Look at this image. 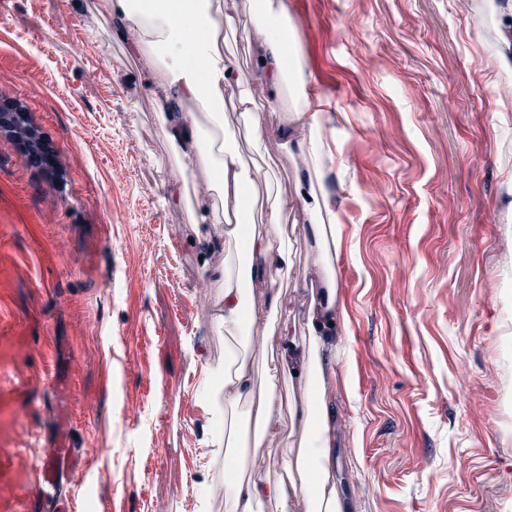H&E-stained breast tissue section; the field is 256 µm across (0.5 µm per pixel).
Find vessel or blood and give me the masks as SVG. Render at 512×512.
<instances>
[{
  "instance_id": "vessel-or-blood-1",
  "label": "vessel or blood",
  "mask_w": 512,
  "mask_h": 512,
  "mask_svg": "<svg viewBox=\"0 0 512 512\" xmlns=\"http://www.w3.org/2000/svg\"><path fill=\"white\" fill-rule=\"evenodd\" d=\"M33 337L24 333L22 322L8 316L0 305V369L13 362L12 347L33 344ZM72 450L66 431H59L49 454L40 456L34 468L36 477L25 482L18 476L17 454L14 449L0 448V512H42L64 485L80 488L82 478L71 469Z\"/></svg>"
}]
</instances>
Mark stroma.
Instances as JSON below:
<instances>
[{"mask_svg": "<svg viewBox=\"0 0 512 512\" xmlns=\"http://www.w3.org/2000/svg\"><path fill=\"white\" fill-rule=\"evenodd\" d=\"M229 54L261 113L260 146L240 109L224 129L259 182L258 205L290 207L292 264L273 286L255 389L278 376L279 409L243 426L244 475L284 478L299 430L288 407L311 382L280 363V326L306 335L328 281L341 326L325 344L323 409L335 431L343 512H512V100L501 53L512 25L478 0H286L326 146L316 187L341 228L320 254L294 232L310 159L288 150V93L270 102L262 36L242 30L252 0H222ZM162 67L118 33L110 0H6L0 101L21 107L53 156L36 166L0 130V289L45 343L16 366L35 385L0 410L23 467L51 448L68 413L82 497L53 512H224V451L208 409L226 344L216 317L242 249L201 221L216 195L184 173L161 131ZM187 180L189 204L168 193Z\"/></svg>", "mask_w": 512, "mask_h": 512, "instance_id": "obj_1", "label": "stroma"}]
</instances>
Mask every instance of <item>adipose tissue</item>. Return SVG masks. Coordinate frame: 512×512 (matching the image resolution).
Here are the masks:
<instances>
[{"label": "adipose tissue", "instance_id": "obj_1", "mask_svg": "<svg viewBox=\"0 0 512 512\" xmlns=\"http://www.w3.org/2000/svg\"><path fill=\"white\" fill-rule=\"evenodd\" d=\"M113 13L131 35L136 51L146 65L165 58L163 89L159 105L163 109L161 129L186 165L201 166L213 176L219 193L240 197L250 192L255 178L226 145L224 107L228 90L241 85L243 78L224 55V39L214 0H112ZM246 27L264 35L260 68L267 82L276 89L293 86L300 93L295 122L304 127L303 145L315 154L325 146L319 111L310 107L307 76L301 52L288 21L284 0H257L245 22ZM191 101L199 112H171V100ZM287 200H277L256 224H233L227 205L211 211L212 223L222 225L226 238L241 243L250 259L246 273L231 272L227 266L214 268L213 276L224 284V305L217 316L227 337L245 336L247 342L263 341L259 327L261 313L246 308L242 278L275 282L288 271V245L279 228ZM308 218L306 230L315 245L336 237L340 228L336 212L325 195L308 190L303 196ZM210 404L218 434L228 431V408L238 410L241 419L263 422L278 409L275 380H267L262 396L253 394L251 363L246 355L233 354L211 385ZM322 394L313 392L294 410L302 430L295 455L284 456L288 472L297 481L272 483L262 478L239 476L234 466L224 468L226 512H288L295 495H306L309 512H342L331 479L334 430L321 411Z\"/></svg>", "mask_w": 512, "mask_h": 512}]
</instances>
